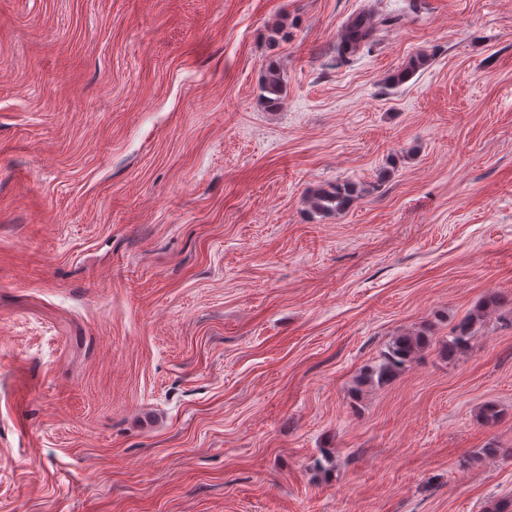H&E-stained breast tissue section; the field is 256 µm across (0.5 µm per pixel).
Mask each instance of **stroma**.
<instances>
[{"instance_id": "35a3bbf8", "label": "stroma", "mask_w": 512, "mask_h": 512, "mask_svg": "<svg viewBox=\"0 0 512 512\" xmlns=\"http://www.w3.org/2000/svg\"><path fill=\"white\" fill-rule=\"evenodd\" d=\"M495 293L512 0H0V512L512 508ZM373 36V28L368 24L365 15L359 14L350 20L336 43L338 58H346L355 54ZM280 73L275 69H270L266 79L261 86V95L264 103L268 107H276L280 103L284 91V82ZM357 189L348 182H336L330 189H321L310 197L313 209L323 213L341 212L353 200ZM512 304L511 300L506 301V297L493 295L487 301L483 302L474 311L461 318L454 326L452 339L444 347V353L451 358L458 350L466 348L476 332L477 324H480L486 316L487 311L498 310L506 305ZM427 339L421 334L396 337L381 354L378 364L365 376L366 381L377 384L388 382L395 374L411 364L425 349Z\"/></svg>"}]
</instances>
